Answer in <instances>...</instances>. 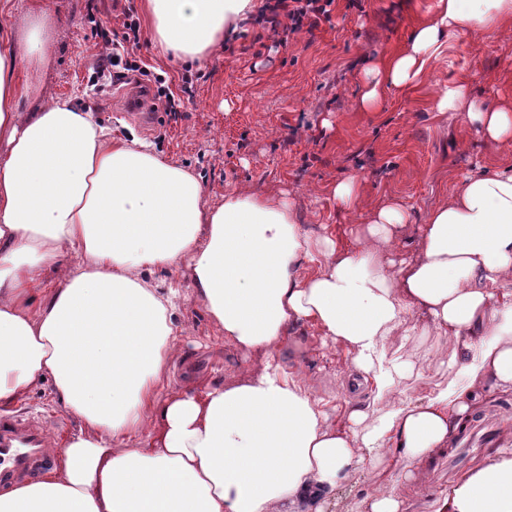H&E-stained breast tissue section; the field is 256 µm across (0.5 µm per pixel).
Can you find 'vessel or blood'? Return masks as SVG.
<instances>
[{"label": "vessel or blood", "mask_w": 512, "mask_h": 512, "mask_svg": "<svg viewBox=\"0 0 512 512\" xmlns=\"http://www.w3.org/2000/svg\"><path fill=\"white\" fill-rule=\"evenodd\" d=\"M55 464L43 427L11 413H0V487L34 479Z\"/></svg>", "instance_id": "1"}]
</instances>
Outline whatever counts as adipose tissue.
Returning a JSON list of instances; mask_svg holds the SVG:
<instances>
[{"label": "adipose tissue", "instance_id": "1", "mask_svg": "<svg viewBox=\"0 0 512 512\" xmlns=\"http://www.w3.org/2000/svg\"><path fill=\"white\" fill-rule=\"evenodd\" d=\"M153 42L200 62L248 20L255 0H143ZM512 28V0H435L398 52L364 73L361 108L408 92L462 30ZM41 66V25H0V405L52 381L82 428L48 478L0 494V512H322L337 477L394 445L406 465L445 447L485 383L512 389V168L481 167L428 213L414 258L393 244L399 202L373 209L358 248L312 237L285 200L249 189L203 204L186 168L147 144L117 142L65 100L21 113L17 59ZM488 141L512 144V106H477L458 77L436 103ZM315 270H307L306 262ZM187 269L209 315L240 349L265 354L291 322L353 355L349 383L402 371L383 346L413 310L451 344L448 382L425 402L367 426L359 396L347 425L279 368L204 392L166 391L177 332L175 282ZM154 431L139 443L145 418ZM446 512H512V448L464 476Z\"/></svg>", "mask_w": 512, "mask_h": 512}]
</instances>
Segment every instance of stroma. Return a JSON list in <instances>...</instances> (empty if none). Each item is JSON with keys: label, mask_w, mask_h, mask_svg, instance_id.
I'll return each instance as SVG.
<instances>
[{"label": "stroma", "mask_w": 512, "mask_h": 512, "mask_svg": "<svg viewBox=\"0 0 512 512\" xmlns=\"http://www.w3.org/2000/svg\"><path fill=\"white\" fill-rule=\"evenodd\" d=\"M434 0H336L329 22L278 43L272 31L254 21L240 38L217 49L201 66L189 68L152 41L140 50L152 72L164 75L180 112L154 126L130 115L129 78L99 93L87 76L100 47L94 19L120 25L123 12L140 14L141 0H17L9 23L25 31L40 20L50 52L40 69L20 61L17 81L24 93L19 109L31 112L61 100L82 102L112 138L151 144L161 157L193 172L204 203L216 207L232 188H249L285 198L302 230L330 234L342 248L356 247L357 225L371 210L398 201L408 214L399 237L405 254L417 252L427 214L447 204L476 165L512 166V147L487 142L460 115L442 114L435 103L449 80L467 73L474 99L488 106L512 100V40L463 31L434 61L413 92L388 93L373 110L359 108L364 69L375 59L402 48ZM191 85H184V77ZM355 179L358 210L346 212L332 190ZM179 336L173 353L171 391H201L254 374L262 365L225 340L190 282H183L171 314ZM420 329L412 375L384 387L369 385L364 395L373 419L429 396L452 378L443 364L449 345L420 311L409 316ZM276 361L323 400L336 427L346 424L348 395L342 386L351 355L341 345H323L310 322L289 326L274 352ZM11 411L46 423L49 448L78 433L81 422L58 402L52 382H44L10 406ZM492 416L495 447L473 456L466 472L512 448V390L486 387L469 419ZM385 486L404 503L405 512H438L452 486L448 451L406 470L397 449L384 448L374 463L336 480L322 501L323 512H369L370 497Z\"/></svg>", "instance_id": "obj_1"}]
</instances>
